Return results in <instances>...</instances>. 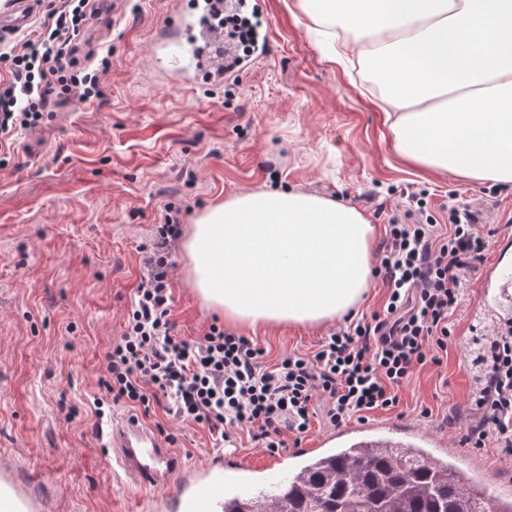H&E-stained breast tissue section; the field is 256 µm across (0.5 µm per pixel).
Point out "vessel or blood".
Masks as SVG:
<instances>
[{
	"label": "vessel or blood",
	"mask_w": 512,
	"mask_h": 512,
	"mask_svg": "<svg viewBox=\"0 0 512 512\" xmlns=\"http://www.w3.org/2000/svg\"><path fill=\"white\" fill-rule=\"evenodd\" d=\"M35 15L34 0H11L0 10V31L13 32L26 27ZM198 15L176 12L173 23L162 35L160 55L176 53L171 69L178 81H185L190 70L203 69L220 77L224 74V33L206 28L202 41L175 43L174 34L196 25ZM486 286L484 300L494 312L493 323L505 321L512 312V274L487 268L483 273ZM112 450V469L134 484L170 490L181 499L183 512H211L214 502L223 498L228 486H235L238 495L251 494L252 486L243 479L247 468L239 451L225 450L221 459L187 471L181 458L140 418L132 414L113 417L108 432ZM40 478L28 473L26 485L10 477L0 479V512H34L36 487Z\"/></svg>",
	"instance_id": "vessel-or-blood-1"
}]
</instances>
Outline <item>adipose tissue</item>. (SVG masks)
<instances>
[{
    "instance_id": "obj_1",
    "label": "adipose tissue",
    "mask_w": 512,
    "mask_h": 512,
    "mask_svg": "<svg viewBox=\"0 0 512 512\" xmlns=\"http://www.w3.org/2000/svg\"><path fill=\"white\" fill-rule=\"evenodd\" d=\"M330 61L383 86L394 152L471 182L512 184V0H295ZM375 226L357 207L268 189L217 202L183 243L198 299L252 329L311 328L365 299Z\"/></svg>"
}]
</instances>
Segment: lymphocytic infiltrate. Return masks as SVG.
Here are the masks:
<instances>
[{
	"label": "lymphocytic infiltrate",
	"instance_id": "lymphocytic-infiltrate-1",
	"mask_svg": "<svg viewBox=\"0 0 512 512\" xmlns=\"http://www.w3.org/2000/svg\"><path fill=\"white\" fill-rule=\"evenodd\" d=\"M89 0H67L21 49H8L9 80L0 83V140L33 130L56 90L76 91L79 102L100 95L101 57L93 69L79 67L74 37ZM438 223L415 199L389 215L386 241L375 274L388 289L382 311L337 327L311 356L290 354L273 366L248 338L210 325L199 340L176 333L171 319L169 273L176 224H162L146 251V272L128 313L125 331L104 357L101 382L113 403L150 410L165 401L177 421H191L228 440L248 428L269 453L286 442L283 431L304 433L314 399L333 424L399 402L398 390L417 366L437 362L452 335L450 317L487 246L480 212L448 206ZM478 372L469 397L471 421L461 443L494 445L512 456V322L484 330L478 352L467 355Z\"/></svg>",
	"mask_w": 512,
	"mask_h": 512
}]
</instances>
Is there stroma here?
Segmentation results:
<instances>
[{"mask_svg":"<svg viewBox=\"0 0 512 512\" xmlns=\"http://www.w3.org/2000/svg\"><path fill=\"white\" fill-rule=\"evenodd\" d=\"M174 6L93 0L80 52H110L101 96H58L36 130L0 148V462L21 477L41 473L40 512H146L154 495L114 474L93 400L105 394L104 355L123 333L143 249L165 220L187 228L217 201L278 183L354 204L380 231L411 195L435 211L472 201L494 230L485 264L502 253L512 262V185L432 174L397 157L384 112L357 75L327 60L293 0H262L267 49L250 67L187 86L154 77L162 65L153 41ZM172 259V319L195 340L221 318L196 297L181 248ZM480 284L473 273L440 363L417 367L396 407L342 427L382 423L404 443L420 427L448 441L458 470L511 500L512 457L460 446L456 426L475 382L465 349L487 319ZM330 330L242 334L272 364L315 352ZM145 422L175 435L187 466L224 452L207 428L172 420L162 405Z\"/></svg>","mask_w":512,"mask_h":512,"instance_id":"1","label":"stroma"}]
</instances>
